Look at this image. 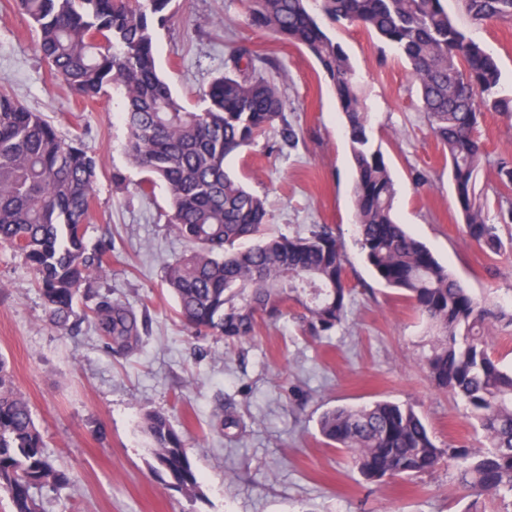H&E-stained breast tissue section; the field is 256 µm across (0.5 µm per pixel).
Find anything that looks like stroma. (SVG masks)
Wrapping results in <instances>:
<instances>
[{
	"label": "stroma",
	"instance_id": "obj_1",
	"mask_svg": "<svg viewBox=\"0 0 512 512\" xmlns=\"http://www.w3.org/2000/svg\"><path fill=\"white\" fill-rule=\"evenodd\" d=\"M447 6L497 58L502 91L511 94L512 20L478 23L460 0ZM176 8L174 24L156 36L157 62L189 108L202 106L236 43L280 62L276 80L286 116L301 131L297 146L279 147L272 132L227 165L265 199L268 233L334 228L347 256L350 312L329 339L301 335L286 317L233 344L193 335L164 284L166 262L188 246L166 223L165 186L147 197L136 189L141 174L124 152L121 96L111 91L83 104L34 54L26 17L12 0H0V91L24 100L62 134L80 133L98 156L87 239L111 240L113 248L94 287L147 316L141 345L127 357L114 355L84 321L85 301L74 306L73 329L59 331L23 258L0 246V355L31 404L47 453L71 476L60 491L35 490L42 512H464L454 473L371 484L318 430L327 409L383 400L412 406L439 447L480 439L463 403L425 377V321L377 280L361 254L350 144L330 85L304 49L253 26L245 0H176ZM332 34L358 72L374 141L398 190L399 223L476 298L512 308V249L490 257L465 235L448 165L419 110L406 60L362 26L339 25ZM479 135L489 160L478 185L488 189L494 160L512 158V118L485 113ZM116 171L124 187L113 185ZM418 171L430 177L421 188L413 184ZM148 410L166 414L182 434L199 496L187 497L151 470L141 429Z\"/></svg>",
	"mask_w": 512,
	"mask_h": 512
}]
</instances>
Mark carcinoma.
Here are the masks:
<instances>
[{
	"label": "carcinoma",
	"mask_w": 512,
	"mask_h": 512,
	"mask_svg": "<svg viewBox=\"0 0 512 512\" xmlns=\"http://www.w3.org/2000/svg\"><path fill=\"white\" fill-rule=\"evenodd\" d=\"M31 23L34 52L84 101L110 87L123 96L126 154L144 177L147 196L163 183L167 223L190 245L166 263L176 313L196 335L229 341L255 335L297 308L302 331L330 337L348 317L351 290L343 244L327 224L306 234L268 236L263 199L232 175L225 160L270 130L296 146L279 85L259 73L270 57L238 46L224 75L211 81L202 109H187L160 77L158 29L170 24L175 0H14ZM472 20H512V0H463ZM252 25L306 49L331 85L345 121L355 170L353 197L359 245L385 286L400 292L434 332L424 362L435 390L461 400L477 423V445L437 446L411 407L379 401L334 407L319 418L320 434L349 453L360 474L377 483L455 470L474 497L466 512H512V365L495 357L489 325L512 324V313L477 300L421 242L395 222L396 189L381 147L370 133L356 72L324 21L358 24L398 48L418 86L420 111L448 161L465 235L485 254L504 243L512 224V161L498 160L494 189L498 223L487 219L488 194L477 188L487 158L478 136L486 111L512 114L496 59L463 32L444 0H247ZM99 161L79 135L65 136L18 97L0 92V244L32 272L48 318L69 329L74 303L91 294L112 246L88 250ZM91 327L124 356L141 343L133 308L109 294L90 308ZM152 469L189 497L200 494L197 471L169 419L145 413ZM71 483L45 451L29 401L14 386L0 355V490L12 512H41L35 489Z\"/></svg>",
	"instance_id": "obj_1"
}]
</instances>
